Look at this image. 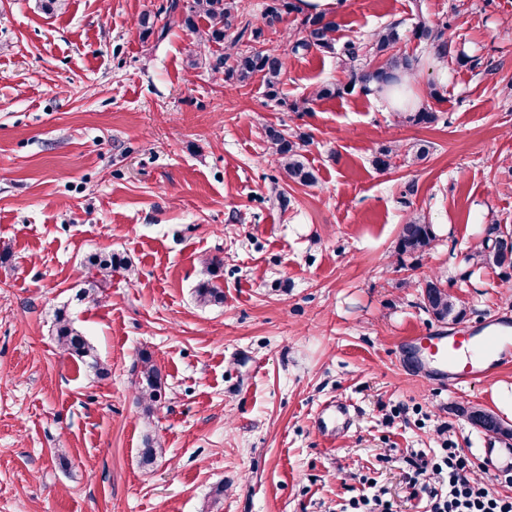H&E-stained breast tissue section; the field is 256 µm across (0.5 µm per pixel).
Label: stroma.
Here are the masks:
<instances>
[{
  "mask_svg": "<svg viewBox=\"0 0 512 512\" xmlns=\"http://www.w3.org/2000/svg\"><path fill=\"white\" fill-rule=\"evenodd\" d=\"M169 3L49 14L0 0V512H350L365 477L395 512H423L406 456L479 455L471 406L512 425V366L460 391L400 355L439 326L425 278L457 299L462 328L512 317V269L467 260L489 225L512 230V0H344L343 38L395 23L398 51L421 57L429 125L359 91L292 111L344 77L335 55L293 51L297 13L264 31L286 58L277 99L261 79L226 81ZM146 13L164 31L143 35ZM423 18L452 22L448 60L411 38ZM269 127L305 139L315 185L286 181ZM391 143L398 156L377 167ZM415 213L436 240L398 252ZM110 254L124 268L74 302L90 259ZM208 278L223 303L197 302ZM64 306L108 378L58 347ZM144 349L166 376L150 417ZM336 399L353 423L327 435L314 420ZM148 434L162 454L144 467Z\"/></svg>",
  "mask_w": 512,
  "mask_h": 512,
  "instance_id": "1",
  "label": "stroma"
}]
</instances>
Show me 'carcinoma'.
<instances>
[{
    "mask_svg": "<svg viewBox=\"0 0 512 512\" xmlns=\"http://www.w3.org/2000/svg\"><path fill=\"white\" fill-rule=\"evenodd\" d=\"M182 10L181 21L192 33L200 34L205 44H224V52L210 58L209 67L215 73L224 75V80L245 82L255 75L265 81L267 94L275 99L279 94L280 76L285 69V59L264 45V29L255 25L251 19L239 11L236 0H188V4L180 5L178 0H171L169 11L174 13ZM299 12L296 0H271L267 4L262 19L267 22H281L283 15ZM208 20L206 31L199 32L197 19ZM447 23H432L425 19L419 21L414 30V38L426 43L435 50L438 58L448 57L450 36ZM340 26L334 16L318 13H306L301 19L300 28L291 36L292 51L315 48L321 52L336 53L339 41ZM400 41L397 25L391 23L371 35L369 52L376 57L384 58L377 69L368 70L367 59L362 54V44L347 41L342 47V66L346 80L334 85H323L315 88L309 97L292 104L296 111L308 109V105L347 94V89H360L365 93L374 91H391L402 84L403 79L415 78L420 60L414 56L394 52ZM246 48H239L240 43ZM402 121L414 125H429L436 121L434 112L422 108L416 112H400ZM266 138L273 145L280 169L286 178L302 184L316 182L314 171L303 161L301 151L305 140L296 141L285 137L283 132L269 127L265 131ZM434 240L432 225L412 217L403 224L397 242L398 250L403 253H414L429 246ZM468 260L478 269L495 267L512 268V255L507 256L497 248L496 240L485 239L482 244L474 247ZM121 265L115 256L98 259L93 262L96 275L85 280L84 287L79 291L82 300L96 301L98 277L112 275V268ZM197 301L202 305L219 303L224 298L223 292L211 279L200 282L195 290ZM424 308L439 321H457L463 317V311L457 308L453 297L445 289L436 285L427 292ZM55 336L59 348L71 357L83 360L91 359V367L95 373L104 377L108 374L107 367L95 356L94 349L86 336L77 329L71 315L60 309L55 315ZM136 384L138 401L144 405L146 414L153 413L161 406L163 374L161 367L147 351L139 352L136 365ZM162 453L157 439L148 437L144 447L140 449V464L149 467L155 464Z\"/></svg>",
    "mask_w": 512,
    "mask_h": 512,
    "instance_id": "cac0c4a2",
    "label": "carcinoma"
}]
</instances>
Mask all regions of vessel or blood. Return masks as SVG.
<instances>
[{
    "label": "vessel or blood",
    "mask_w": 512,
    "mask_h": 512,
    "mask_svg": "<svg viewBox=\"0 0 512 512\" xmlns=\"http://www.w3.org/2000/svg\"><path fill=\"white\" fill-rule=\"evenodd\" d=\"M406 346L434 380L448 379L463 387L487 376L512 357V320L494 317L464 333L431 330L410 337ZM481 455L491 475H512V446L488 440Z\"/></svg>",
    "instance_id": "1"
}]
</instances>
